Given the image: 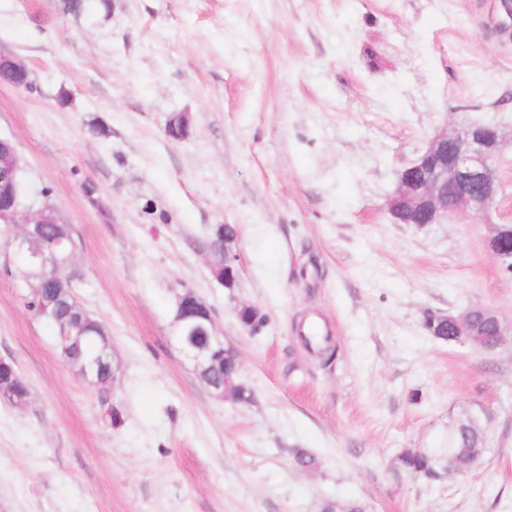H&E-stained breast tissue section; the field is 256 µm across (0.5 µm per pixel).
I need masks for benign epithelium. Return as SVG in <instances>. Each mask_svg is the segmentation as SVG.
I'll list each match as a JSON object with an SVG mask.
<instances>
[{
  "label": "benign epithelium",
  "mask_w": 512,
  "mask_h": 512,
  "mask_svg": "<svg viewBox=\"0 0 512 512\" xmlns=\"http://www.w3.org/2000/svg\"><path fill=\"white\" fill-rule=\"evenodd\" d=\"M495 26L512 35V0H496ZM32 71L20 59L0 55V83L26 89L31 85ZM512 146L495 126L473 124L437 134L425 149L398 177V187L388 202L390 214L400 224H444L459 216L476 219L485 215L497 202L502 191L496 173V161L502 150ZM0 223L13 232L12 249L0 253V261L12 262L25 254L49 278L60 280L62 272L74 268V250L68 258H60L65 250L54 241L34 247L32 228L39 224L57 223L55 207L29 200L20 173L19 157L13 142L0 137ZM489 247L494 257L512 271V224L493 226ZM224 258V277L219 283L235 279V255L225 250L224 242L214 244ZM439 318L448 324L449 340L491 354L507 339V328L499 315L483 306L469 305L455 314H430L424 326ZM174 324L199 332L203 342L189 336H178L181 350L190 358L198 373H208L218 352L224 351V338L214 325L211 309L196 294L185 291L176 297ZM102 357L82 365L80 374L91 386H98L96 376L104 365Z\"/></svg>",
  "instance_id": "obj_1"
}]
</instances>
